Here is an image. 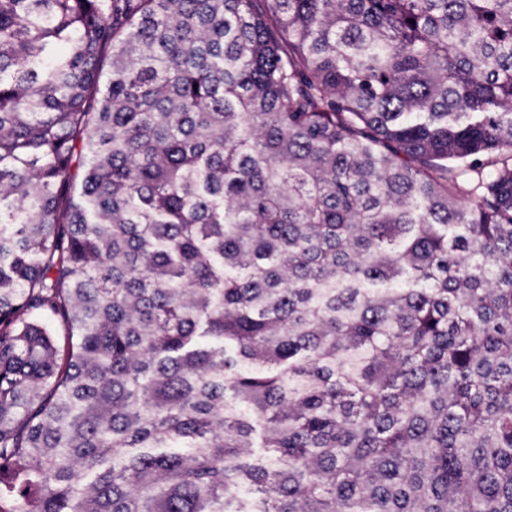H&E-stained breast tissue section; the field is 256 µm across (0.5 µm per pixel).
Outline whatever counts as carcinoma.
I'll list each match as a JSON object with an SVG mask.
<instances>
[{"label": "carcinoma", "mask_w": 512, "mask_h": 512, "mask_svg": "<svg viewBox=\"0 0 512 512\" xmlns=\"http://www.w3.org/2000/svg\"><path fill=\"white\" fill-rule=\"evenodd\" d=\"M0 512H512V0H0Z\"/></svg>", "instance_id": "cac0c4a2"}]
</instances>
